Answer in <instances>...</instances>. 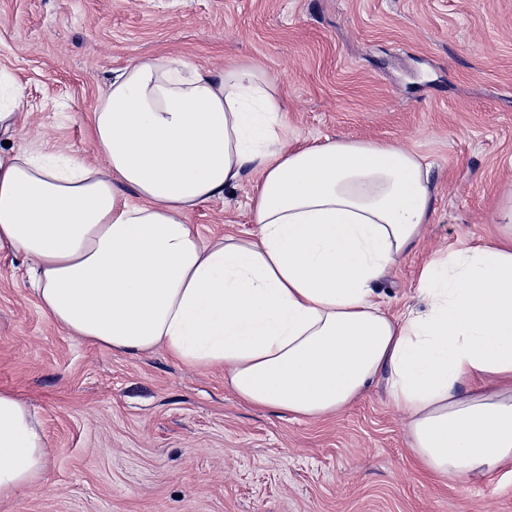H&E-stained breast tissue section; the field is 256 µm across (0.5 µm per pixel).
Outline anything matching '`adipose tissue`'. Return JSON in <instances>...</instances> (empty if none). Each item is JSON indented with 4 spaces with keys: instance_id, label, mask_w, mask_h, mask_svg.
I'll return each instance as SVG.
<instances>
[{
    "instance_id": "ef3b65f1",
    "label": "adipose tissue",
    "mask_w": 512,
    "mask_h": 512,
    "mask_svg": "<svg viewBox=\"0 0 512 512\" xmlns=\"http://www.w3.org/2000/svg\"><path fill=\"white\" fill-rule=\"evenodd\" d=\"M99 155L0 150V251L24 255L39 307L109 350L156 348L223 370L244 402L316 419L376 378L409 446L443 479H512V232L421 271L423 309L393 315L375 283L419 242L428 170L404 147H291L276 81L252 64L129 61L90 122ZM258 172L249 237L203 238L190 212ZM49 445L0 389V501L38 488Z\"/></svg>"
}]
</instances>
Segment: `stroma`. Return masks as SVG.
<instances>
[{"instance_id":"1","label":"stroma","mask_w":512,"mask_h":512,"mask_svg":"<svg viewBox=\"0 0 512 512\" xmlns=\"http://www.w3.org/2000/svg\"><path fill=\"white\" fill-rule=\"evenodd\" d=\"M181 56L251 61L277 81L293 145L393 142L429 169L417 246L377 283L419 303L421 267L498 237L512 187V0H0V102L24 94L25 141L95 161L89 116L114 71ZM253 176L188 216L247 236ZM22 255H0V388L36 409L52 447L40 489L0 512H512V484L440 483L376 381L323 419L241 402L218 369L165 350L113 352L37 305Z\"/></svg>"}]
</instances>
